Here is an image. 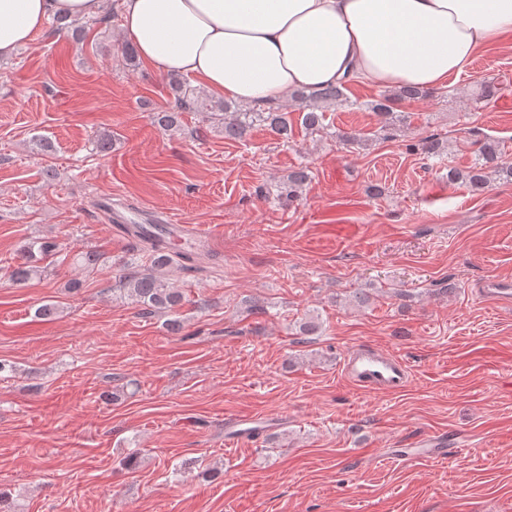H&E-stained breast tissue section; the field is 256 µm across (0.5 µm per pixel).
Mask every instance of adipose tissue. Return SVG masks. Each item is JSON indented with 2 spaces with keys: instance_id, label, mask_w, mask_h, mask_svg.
<instances>
[{
  "instance_id": "1",
  "label": "adipose tissue",
  "mask_w": 512,
  "mask_h": 512,
  "mask_svg": "<svg viewBox=\"0 0 512 512\" xmlns=\"http://www.w3.org/2000/svg\"><path fill=\"white\" fill-rule=\"evenodd\" d=\"M107 0H0V58L55 16ZM122 27L158 72L246 104L355 78L434 88L512 34V0H121Z\"/></svg>"
}]
</instances>
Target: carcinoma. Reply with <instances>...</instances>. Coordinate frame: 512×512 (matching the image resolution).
Instances as JSON below:
<instances>
[{
	"label": "carcinoma",
	"instance_id": "cac0c4a2",
	"mask_svg": "<svg viewBox=\"0 0 512 512\" xmlns=\"http://www.w3.org/2000/svg\"><path fill=\"white\" fill-rule=\"evenodd\" d=\"M346 83L340 82L314 91H300L297 97L308 104V111L302 115V126L310 132L326 130L324 116L316 112V103L334 105L346 101L344 89ZM173 105L165 111L153 113L154 123L164 131H175L179 127L180 115L183 112H203L207 121L224 131V137L233 140L245 139L255 126H268L283 138H288V117L274 105L254 106L241 111L225 102L219 105L207 103L202 94L195 88L175 77L170 82ZM432 92L420 90L413 86H402L382 94L370 103V109L384 118V131H392L398 123L405 121V116L396 111V105L422 97H430ZM477 145L476 159L466 170L448 169V182L461 181L471 191L481 193L488 188L494 176L512 179V164L504 161L500 142L490 136L473 141ZM426 158L438 157L444 152L442 140L428 136L417 144L411 145ZM307 167H300L288 176L284 193L294 198L299 189L308 180ZM139 242L148 251L147 263L131 266L122 280L119 292L134 300L147 313L161 310L171 314L173 319L168 323L171 330L180 329L179 310L185 304V296L168 285V269L177 266L183 270L196 269L200 253L192 248L175 249L171 241L140 233ZM57 244L53 241L34 238L22 246L17 262L9 266V278L16 284H23L41 271L40 261L55 254Z\"/></svg>",
	"mask_w": 512,
	"mask_h": 512
}]
</instances>
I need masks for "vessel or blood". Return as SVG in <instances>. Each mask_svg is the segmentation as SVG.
<instances>
[{
    "mask_svg": "<svg viewBox=\"0 0 512 512\" xmlns=\"http://www.w3.org/2000/svg\"><path fill=\"white\" fill-rule=\"evenodd\" d=\"M157 224L169 227L173 241H190L196 244L206 242V235L199 229L185 224L171 223L166 212L154 214ZM482 299L504 306L512 305V277L508 275H490L481 282ZM343 373L356 386L383 394L405 391L411 381V371L400 356L360 346L346 357ZM272 422L262 417L239 416L232 419L224 428V443L231 446L255 435L270 431ZM449 454L446 435L432 434L418 437L411 447L395 449L394 459L409 458L444 460Z\"/></svg>",
    "mask_w": 512,
    "mask_h": 512,
    "instance_id": "vessel-or-blood-1",
    "label": "vessel or blood"
}]
</instances>
